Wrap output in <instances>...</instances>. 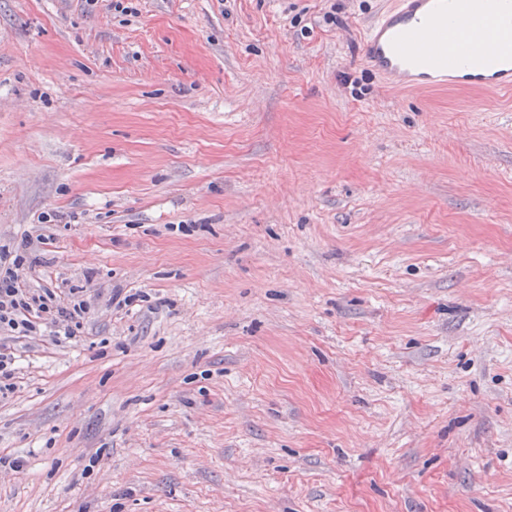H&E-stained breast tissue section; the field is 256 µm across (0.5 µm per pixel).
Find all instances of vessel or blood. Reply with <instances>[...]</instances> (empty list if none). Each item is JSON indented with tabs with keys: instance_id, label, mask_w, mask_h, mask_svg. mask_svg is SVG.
I'll list each match as a JSON object with an SVG mask.
<instances>
[{
	"instance_id": "b4317fda",
	"label": "vessel or blood",
	"mask_w": 512,
	"mask_h": 512,
	"mask_svg": "<svg viewBox=\"0 0 512 512\" xmlns=\"http://www.w3.org/2000/svg\"><path fill=\"white\" fill-rule=\"evenodd\" d=\"M366 31L365 63L395 87L512 91V52L486 41L461 0H396Z\"/></svg>"
}]
</instances>
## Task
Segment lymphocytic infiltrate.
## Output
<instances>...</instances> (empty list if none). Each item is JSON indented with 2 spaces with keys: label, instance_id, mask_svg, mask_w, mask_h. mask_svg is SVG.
Returning <instances> with one entry per match:
<instances>
[{
  "label": "lymphocytic infiltrate",
  "instance_id": "f902f5d3",
  "mask_svg": "<svg viewBox=\"0 0 512 512\" xmlns=\"http://www.w3.org/2000/svg\"><path fill=\"white\" fill-rule=\"evenodd\" d=\"M34 239L25 236L16 248L0 247V394L12 393L18 372L14 343L51 325L52 340L60 344L76 339L88 311L86 301L73 288H35L20 282L18 270L37 265Z\"/></svg>",
  "mask_w": 512,
  "mask_h": 512
}]
</instances>
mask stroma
I'll return each instance as SVG.
<instances>
[{"label": "stroma", "mask_w": 512, "mask_h": 512, "mask_svg": "<svg viewBox=\"0 0 512 512\" xmlns=\"http://www.w3.org/2000/svg\"><path fill=\"white\" fill-rule=\"evenodd\" d=\"M392 4L0 0V245L89 306L0 512H512V94L388 84Z\"/></svg>", "instance_id": "1"}]
</instances>
